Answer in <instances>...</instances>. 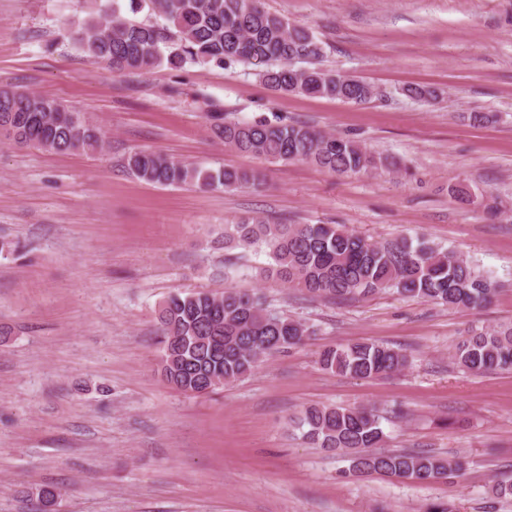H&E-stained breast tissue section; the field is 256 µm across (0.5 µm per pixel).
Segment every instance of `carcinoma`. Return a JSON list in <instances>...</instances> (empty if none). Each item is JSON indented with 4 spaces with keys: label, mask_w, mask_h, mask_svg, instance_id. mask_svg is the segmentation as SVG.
<instances>
[{
    "label": "carcinoma",
    "mask_w": 512,
    "mask_h": 512,
    "mask_svg": "<svg viewBox=\"0 0 512 512\" xmlns=\"http://www.w3.org/2000/svg\"><path fill=\"white\" fill-rule=\"evenodd\" d=\"M102 0L96 12L69 30L74 43L95 63L119 74L186 64L217 67L245 63L280 94L320 96L360 103L368 85L320 66L325 48L318 34L267 11L261 0ZM148 15L135 18L143 9ZM412 98L434 101L429 85L404 88ZM212 134L224 146L279 164L305 161L338 175L387 169L356 141L314 127L259 119L231 121L211 115ZM11 144L41 151H93L101 130L84 115L42 94L0 89V126ZM136 177L164 186L232 190L261 178L237 168L203 169L156 152L134 148L124 159ZM224 244L257 247L268 263L266 279L280 280L311 297L364 298L385 291L442 306L473 309L489 303L494 283L469 260L423 238L379 242L340 224H270L260 217L224 225ZM163 376L178 390L216 389L249 375L263 360L303 344L313 326L267 310L248 290L222 294H174L156 311ZM451 358L469 372L512 370V323L472 328ZM322 369L360 380L394 373L407 364L399 349L382 343L338 345L318 355ZM308 444L350 455L356 475L383 473L421 481L459 476L463 465L438 455L384 449L385 433L367 407H313L297 421Z\"/></svg>",
    "instance_id": "obj_1"
}]
</instances>
